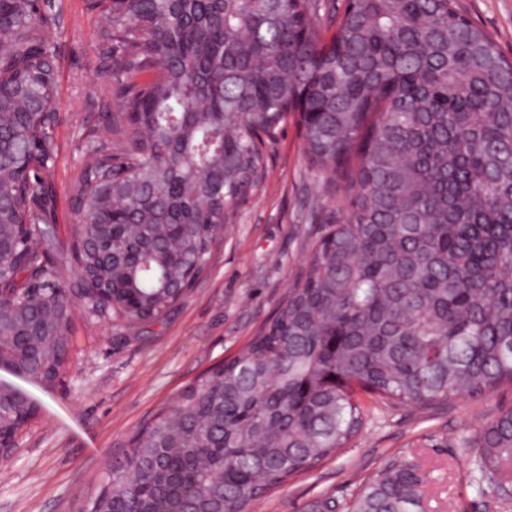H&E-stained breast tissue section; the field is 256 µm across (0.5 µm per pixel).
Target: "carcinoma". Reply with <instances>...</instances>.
Returning <instances> with one entry per match:
<instances>
[{"label":"carcinoma","mask_w":512,"mask_h":512,"mask_svg":"<svg viewBox=\"0 0 512 512\" xmlns=\"http://www.w3.org/2000/svg\"><path fill=\"white\" fill-rule=\"evenodd\" d=\"M48 0H0V364L46 384L68 353L71 285L48 219L57 32ZM108 136L72 193L81 305L158 321L202 273L261 136L297 125L348 210L239 355L144 423L93 512H250L345 448L358 391L428 408L512 384V59L456 0H87ZM0 385V459L34 409ZM488 502L512 500V407L463 441ZM413 459L346 512H426Z\"/></svg>","instance_id":"cac0c4a2"}]
</instances>
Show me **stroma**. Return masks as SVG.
I'll use <instances>...</instances> for the list:
<instances>
[{
    "label": "stroma",
    "mask_w": 512,
    "mask_h": 512,
    "mask_svg": "<svg viewBox=\"0 0 512 512\" xmlns=\"http://www.w3.org/2000/svg\"><path fill=\"white\" fill-rule=\"evenodd\" d=\"M59 94L54 108L58 153L51 173L56 199L51 225L65 279H74L69 197L89 148L102 132L111 85L102 77L97 13L85 0H55ZM461 13L489 32L512 58V0H458ZM256 187L233 208L224 237L187 296L158 323L97 322L75 308L69 353L52 384L0 366V383L36 405L12 455L0 461V512H88L107 468L123 459L139 426L173 404L205 369L244 351L302 278L319 225L335 221L340 189H325L310 166L298 129L286 123L263 140ZM361 433L338 454L267 492L253 512H311L316 501L345 503L384 467L414 456L426 474L427 512H512L484 506L470 483L459 443L501 409L512 387L425 410L392 407L363 393Z\"/></svg>",
    "instance_id": "obj_1"
}]
</instances>
